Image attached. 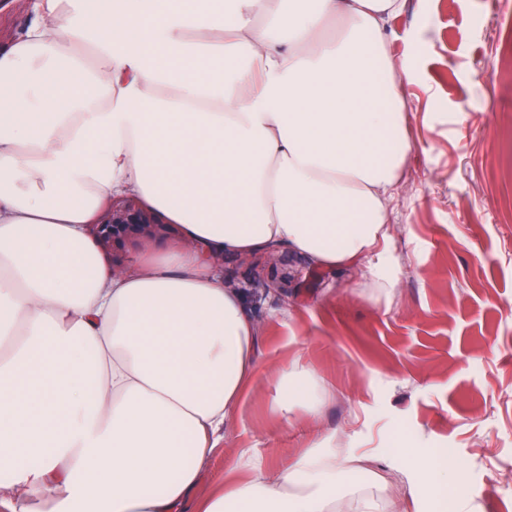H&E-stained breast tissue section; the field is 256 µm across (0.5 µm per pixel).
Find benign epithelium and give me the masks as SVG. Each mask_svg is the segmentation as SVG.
I'll return each instance as SVG.
<instances>
[{"instance_id": "7a95c632", "label": "benign epithelium", "mask_w": 512, "mask_h": 512, "mask_svg": "<svg viewBox=\"0 0 512 512\" xmlns=\"http://www.w3.org/2000/svg\"><path fill=\"white\" fill-rule=\"evenodd\" d=\"M97 243L112 260V270L122 272L130 262L129 247L175 234L151 211L131 197H114L103 220L91 225Z\"/></svg>"}]
</instances>
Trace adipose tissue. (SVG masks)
<instances>
[{
  "label": "adipose tissue",
  "mask_w": 512,
  "mask_h": 512,
  "mask_svg": "<svg viewBox=\"0 0 512 512\" xmlns=\"http://www.w3.org/2000/svg\"><path fill=\"white\" fill-rule=\"evenodd\" d=\"M404 0H32L0 48V512H396L311 442L190 501L256 373L257 326L213 255L285 245L392 293L388 201L408 105L385 30ZM130 196L181 243L112 273L87 231ZM326 392L278 368L273 410ZM459 472L427 457L432 512Z\"/></svg>",
  "instance_id": "ef3b65f1"
}]
</instances>
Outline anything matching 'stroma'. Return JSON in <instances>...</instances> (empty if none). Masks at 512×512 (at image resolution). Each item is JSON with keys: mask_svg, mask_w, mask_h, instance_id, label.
Listing matches in <instances>:
<instances>
[{"mask_svg": "<svg viewBox=\"0 0 512 512\" xmlns=\"http://www.w3.org/2000/svg\"><path fill=\"white\" fill-rule=\"evenodd\" d=\"M512 0H406L386 30L408 56L410 173L391 202L398 284L374 303L369 260L344 275L278 246L275 288L247 256L224 260L257 324L258 376L224 422L195 498L229 476L239 449L265 468L332 435L404 495L423 458L462 466L448 496L470 512H512V76L483 77ZM301 361L329 390L317 417L282 424L274 365Z\"/></svg>", "mask_w": 512, "mask_h": 512, "instance_id": "35a3bbf8", "label": "stroma"}]
</instances>
